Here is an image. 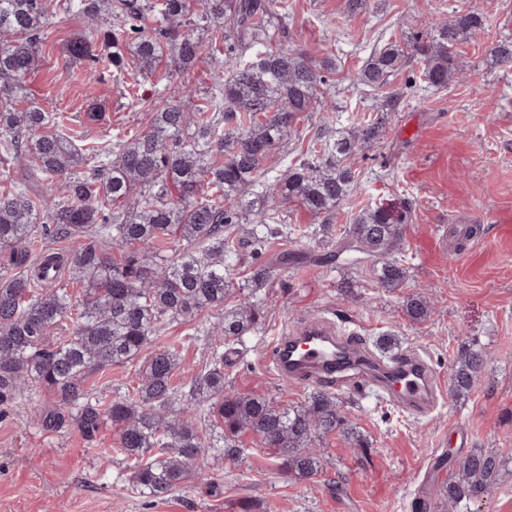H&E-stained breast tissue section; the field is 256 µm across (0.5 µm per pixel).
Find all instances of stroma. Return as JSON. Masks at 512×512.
<instances>
[{
	"label": "stroma",
	"mask_w": 512,
	"mask_h": 512,
	"mask_svg": "<svg viewBox=\"0 0 512 512\" xmlns=\"http://www.w3.org/2000/svg\"><path fill=\"white\" fill-rule=\"evenodd\" d=\"M289 47L320 49L334 69L324 87L337 103L336 124L350 127L354 116L375 114L381 95L353 90L352 80L372 48L459 12L482 15L484 28L458 46L463 77L448 88L420 84V64L406 67L417 84L386 118L379 143L355 163L358 176L340 203L331 227L296 205L281 206L288 234L268 244V258L297 253V263L261 288L257 326L242 342L224 348V389L299 406L310 388L295 387L274 373L265 358L275 336L302 321L326 319L371 345L392 338L393 352H423L450 383L456 356L472 342L491 359L468 394H445L427 417L402 411L372 393H339L354 435H332L317 443L323 472L302 480L279 467L252 433H244L241 460L206 457L181 490L154 501L131 481L133 462L116 450L118 431L104 424L94 441L76 429L43 431L33 417L49 402L42 388L26 390L17 407L0 415V512H512V68L491 64L488 46L512 36V0H368L348 13L346 0H285ZM85 18L72 16L46 28L39 68L28 82L31 100L70 127L77 145L116 142L141 129V112L151 108L155 89L196 106L214 80L202 63L182 77L166 67L153 73L127 61L105 70L100 80L84 66L65 60L66 47L86 33ZM104 105L102 124L87 130L77 116L89 102ZM320 116L300 122L291 137L265 162L266 178L297 163L312 145ZM412 206L411 222L397 255L403 283L381 287L365 263L326 268L314 255L335 244L342 225L362 208L379 203ZM479 232L460 240L467 227ZM351 283L342 292L340 283ZM420 294L433 313L424 323L404 314L407 295ZM245 298L236 287L223 308L207 309L168 325L156 347L178 345L177 384L188 382L210 356L195 328L217 322L223 309ZM138 364L98 370L86 381L90 395L106 403L136 385ZM502 454L507 464L492 492L470 505L453 506L442 496L448 477L467 449ZM337 493H329L328 481Z\"/></svg>",
	"instance_id": "stroma-1"
}]
</instances>
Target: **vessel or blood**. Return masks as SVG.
<instances>
[{"mask_svg":"<svg viewBox=\"0 0 512 512\" xmlns=\"http://www.w3.org/2000/svg\"><path fill=\"white\" fill-rule=\"evenodd\" d=\"M277 376L325 388L374 390L414 416L432 413L442 384L418 352L382 362L353 336L313 322L276 337L268 358Z\"/></svg>","mask_w":512,"mask_h":512,"instance_id":"1","label":"vessel or blood"}]
</instances>
